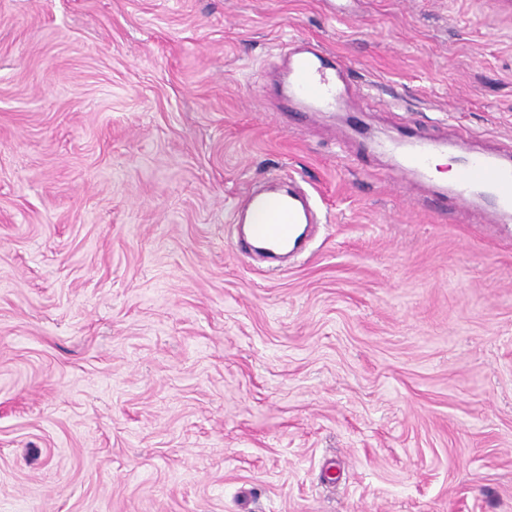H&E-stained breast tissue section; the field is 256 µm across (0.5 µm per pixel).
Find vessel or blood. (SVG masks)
I'll return each instance as SVG.
<instances>
[{"mask_svg":"<svg viewBox=\"0 0 512 512\" xmlns=\"http://www.w3.org/2000/svg\"><path fill=\"white\" fill-rule=\"evenodd\" d=\"M282 59L288 102L307 118L335 108L349 89L346 68L317 41L288 40ZM447 148V141L416 134L384 146L393 158L392 171L400 185L414 180L429 183L433 186V204L454 203L468 217L488 213L512 220V147L491 152L461 148L457 179L436 186L429 162ZM239 205V221L250 227L248 235L238 241L244 252L256 243L272 252L296 251L303 243L297 225L313 221L311 200L300 191L270 189L248 194Z\"/></svg>","mask_w":512,"mask_h":512,"instance_id":"b4317fda","label":"vessel or blood"}]
</instances>
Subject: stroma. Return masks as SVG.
<instances>
[{
  "label": "stroma",
  "instance_id": "stroma-1",
  "mask_svg": "<svg viewBox=\"0 0 512 512\" xmlns=\"http://www.w3.org/2000/svg\"><path fill=\"white\" fill-rule=\"evenodd\" d=\"M298 37L356 85L292 129ZM360 125L512 143V0H0V512H512V223ZM276 174L277 270L232 209ZM239 223L251 224L249 233L239 238L241 251H249L254 243L263 244L270 252H293L303 244L304 231L296 235V224L313 222V207L308 195L288 189H269L246 194L240 201Z\"/></svg>",
  "mask_w": 512,
  "mask_h": 512
}]
</instances>
